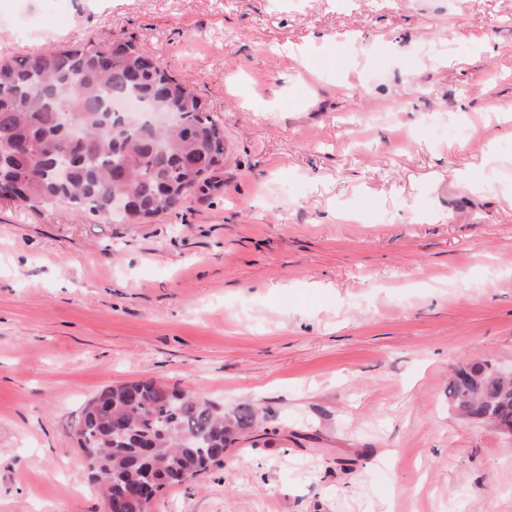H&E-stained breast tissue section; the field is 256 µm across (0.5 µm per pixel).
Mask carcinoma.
<instances>
[{
	"label": "carcinoma",
	"mask_w": 512,
	"mask_h": 512,
	"mask_svg": "<svg viewBox=\"0 0 512 512\" xmlns=\"http://www.w3.org/2000/svg\"><path fill=\"white\" fill-rule=\"evenodd\" d=\"M123 96L170 114L172 127L131 125L111 110ZM224 156L219 119L133 38L0 60V201L67 203L105 220L145 223L217 190ZM94 399L78 426L95 449L85 464L102 498L125 499L123 512H143L139 499L125 498L132 488L159 493L222 466L224 449L255 417L154 380L112 385ZM448 405L467 420L489 415L511 425L512 378L470 364L449 383Z\"/></svg>",
	"instance_id": "carcinoma-1"
}]
</instances>
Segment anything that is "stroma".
<instances>
[{"instance_id":"obj_1","label":"stroma","mask_w":512,"mask_h":512,"mask_svg":"<svg viewBox=\"0 0 512 512\" xmlns=\"http://www.w3.org/2000/svg\"><path fill=\"white\" fill-rule=\"evenodd\" d=\"M91 37L219 117L224 184L0 204V512H103L72 429L141 379L260 412L152 512H512V437L448 409L512 366V0H0V57Z\"/></svg>"}]
</instances>
